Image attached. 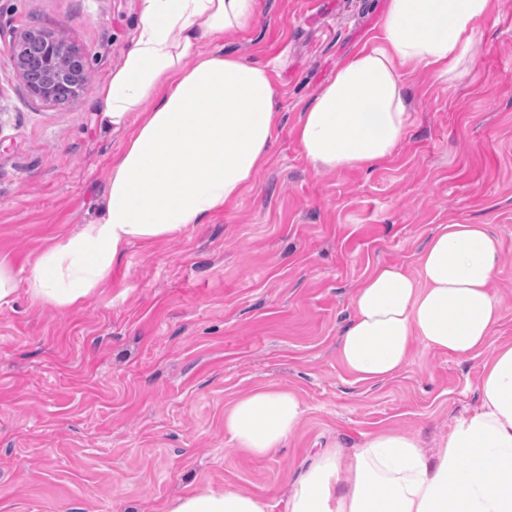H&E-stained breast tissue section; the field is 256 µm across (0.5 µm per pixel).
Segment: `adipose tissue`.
Segmentation results:
<instances>
[{"mask_svg": "<svg viewBox=\"0 0 512 512\" xmlns=\"http://www.w3.org/2000/svg\"><path fill=\"white\" fill-rule=\"evenodd\" d=\"M494 0H388L378 33L339 66L295 128L317 171L370 166L394 154L410 120L407 83L421 68L452 73L471 56ZM256 0H143L133 49L99 90L102 122L118 131L153 107L112 161L98 217L59 238L27 276L0 260V306L19 290L60 308L105 285L130 245L174 239L237 201L267 162L281 115L271 69L202 40L248 29ZM192 66H185V59ZM127 129V128H126ZM501 244L483 224H440L416 272L375 265L351 301L339 340L360 381H384L407 364L412 340L456 357L484 350L502 319L489 284ZM480 402L427 456L419 438L388 429L316 453L291 487L286 512H512V342L483 365ZM304 408L264 385L224 413V432L254 456L280 448ZM165 512H271L243 489L197 490Z\"/></svg>", "mask_w": 512, "mask_h": 512, "instance_id": "1", "label": "adipose tissue"}]
</instances>
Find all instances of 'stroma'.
Segmentation results:
<instances>
[{
  "label": "stroma",
  "instance_id": "1",
  "mask_svg": "<svg viewBox=\"0 0 512 512\" xmlns=\"http://www.w3.org/2000/svg\"><path fill=\"white\" fill-rule=\"evenodd\" d=\"M387 0H256L224 51L274 70L282 121L252 187L208 223L135 244L81 307L0 308V512H163L185 493L242 487L285 512L314 449L401 429L434 450L480 400L483 356L420 343L383 382L338 355L370 269L415 271L439 224H484L501 244L490 284L512 342V0H496L460 72L409 80L400 148L367 169L314 171L293 130L337 66L378 32ZM142 0H0V260L29 271L96 214L125 131L101 127L100 86L134 47ZM27 29L87 58L90 84L34 97L9 51ZM260 385L306 412L255 457L224 412Z\"/></svg>",
  "mask_w": 512,
  "mask_h": 512
}]
</instances>
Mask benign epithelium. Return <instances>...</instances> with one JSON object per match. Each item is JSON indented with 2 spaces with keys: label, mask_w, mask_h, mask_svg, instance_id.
Listing matches in <instances>:
<instances>
[{
  "label": "benign epithelium",
  "mask_w": 512,
  "mask_h": 512,
  "mask_svg": "<svg viewBox=\"0 0 512 512\" xmlns=\"http://www.w3.org/2000/svg\"><path fill=\"white\" fill-rule=\"evenodd\" d=\"M19 63L33 60L37 75L29 76L27 88L38 98L59 101L74 97L81 91L80 80L87 74L84 54L67 48L40 30L28 29L16 36L9 45Z\"/></svg>",
  "instance_id": "1"
}]
</instances>
